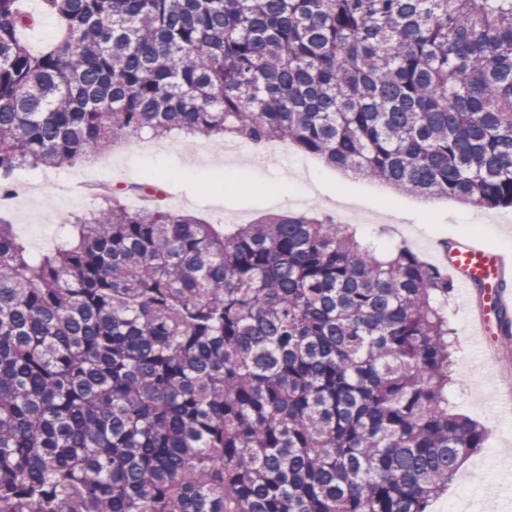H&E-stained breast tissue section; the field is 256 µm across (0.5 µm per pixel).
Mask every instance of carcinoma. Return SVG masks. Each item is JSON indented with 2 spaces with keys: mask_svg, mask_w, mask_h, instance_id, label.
I'll list each match as a JSON object with an SVG mask.
<instances>
[{
  "mask_svg": "<svg viewBox=\"0 0 512 512\" xmlns=\"http://www.w3.org/2000/svg\"><path fill=\"white\" fill-rule=\"evenodd\" d=\"M42 2L33 51L0 0V193L149 129L512 207V0ZM163 191L104 193L38 259L0 216V512H427L485 443L448 412L444 271ZM48 30V34H46ZM58 35V21L54 15L47 14L37 27L28 34L23 33V39L33 51H39L50 44Z\"/></svg>",
  "mask_w": 512,
  "mask_h": 512,
  "instance_id": "1",
  "label": "carcinoma"
}]
</instances>
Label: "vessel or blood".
I'll use <instances>...</instances> for the list:
<instances>
[{
	"mask_svg": "<svg viewBox=\"0 0 512 512\" xmlns=\"http://www.w3.org/2000/svg\"><path fill=\"white\" fill-rule=\"evenodd\" d=\"M441 258L456 288L465 293L480 288L482 300L475 306L474 324L485 346H492V316L512 308V255L470 239L457 243Z\"/></svg>",
	"mask_w": 512,
	"mask_h": 512,
	"instance_id": "1",
	"label": "vessel or blood"
}]
</instances>
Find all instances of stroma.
Listing matches in <instances>:
<instances>
[{
    "label": "stroma",
    "mask_w": 512,
    "mask_h": 512,
    "mask_svg": "<svg viewBox=\"0 0 512 512\" xmlns=\"http://www.w3.org/2000/svg\"><path fill=\"white\" fill-rule=\"evenodd\" d=\"M288 154L293 162L288 169H258L252 167L248 156H240L238 164L247 174L242 182L225 178L223 170L216 167L220 158L216 147L208 159L195 163L177 153L140 149L133 141L105 154L95 153L94 158L97 174L113 185L134 183L147 175L164 179L169 207L212 224H249L290 210L292 195L313 182L319 199L312 203V210L333 218L337 215L336 200L354 202L366 216L357 225L359 239L379 249L402 242L430 262L436 259L433 246L441 239L461 242L476 238L490 247L512 250L511 207L482 208L443 198L400 195L380 183L330 168L296 148H289ZM67 174L64 168L16 171V179L25 183L54 182L49 191L37 197L35 209L25 210V219L55 213L71 220L91 216L100 205L99 199L91 195L82 204H70ZM24 221L16 222L15 228L28 244L32 236ZM448 322L456 340L452 358L456 382L448 390L450 408L483 426L486 441L482 451L467 458L445 494L431 502L428 512H445L449 500L460 495L467 479L476 486L475 492L466 497L467 512H512V483L501 481L502 476L512 475V413L492 408L493 391L506 377H512V354L502 350L492 356L485 354L459 294H452L448 301Z\"/></svg>",
    "instance_id": "1"
}]
</instances>
